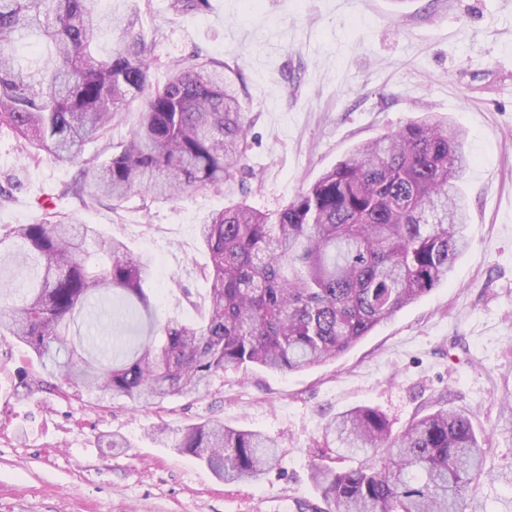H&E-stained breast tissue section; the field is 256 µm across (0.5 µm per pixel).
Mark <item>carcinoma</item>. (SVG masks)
Instances as JSON below:
<instances>
[{
  "label": "carcinoma",
  "mask_w": 512,
  "mask_h": 512,
  "mask_svg": "<svg viewBox=\"0 0 512 512\" xmlns=\"http://www.w3.org/2000/svg\"><path fill=\"white\" fill-rule=\"evenodd\" d=\"M206 0H171L177 14ZM121 39L108 57L102 30ZM29 49L23 57L19 50ZM149 50L133 0H0V126L29 159L79 167L59 196L92 208L144 192L165 202L222 189L230 205L198 225L209 255L208 305L198 321L157 318L146 288L152 257L93 224L39 203L31 224L0 234V276L21 283V304L0 310V335L26 346L65 399L119 397L136 408L197 397L229 369L296 373L344 355L380 324L448 280L468 245L460 182L466 139L423 112L350 151L273 212L238 197L250 123L225 64L194 52L149 84ZM138 99L123 149L100 165L83 156ZM97 296L116 298L127 337L112 351L78 347V318ZM311 478L325 512H465L484 480L485 437L470 417L441 407L392 433L370 406L333 417ZM275 444L218 420L177 430L170 448L219 479L259 480L279 465Z\"/></svg>",
  "instance_id": "obj_1"
}]
</instances>
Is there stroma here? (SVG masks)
Masks as SVG:
<instances>
[{
    "instance_id": "1",
    "label": "stroma",
    "mask_w": 512,
    "mask_h": 512,
    "mask_svg": "<svg viewBox=\"0 0 512 512\" xmlns=\"http://www.w3.org/2000/svg\"><path fill=\"white\" fill-rule=\"evenodd\" d=\"M169 3L136 0L150 83L163 85L169 64L194 51L228 65L252 122L247 163L262 172L248 183L249 205L277 210L356 145L428 109L467 137L470 247L450 282L336 360L287 375L230 370L208 394L160 407L17 394L22 375H48L26 347L0 337V512H323L311 481L323 427L364 405L399 431L447 403L487 437L488 467L512 466V0H208L182 15ZM140 109L120 113L86 156L109 161ZM10 173L22 187L0 203V232L31 223L37 199L55 196L58 210L154 258L160 317L196 319L207 292L196 228L229 205L222 191L85 209L58 196L76 168L29 162L2 127L0 182ZM210 418L277 440L279 467L227 484L155 437L160 425Z\"/></svg>"
}]
</instances>
